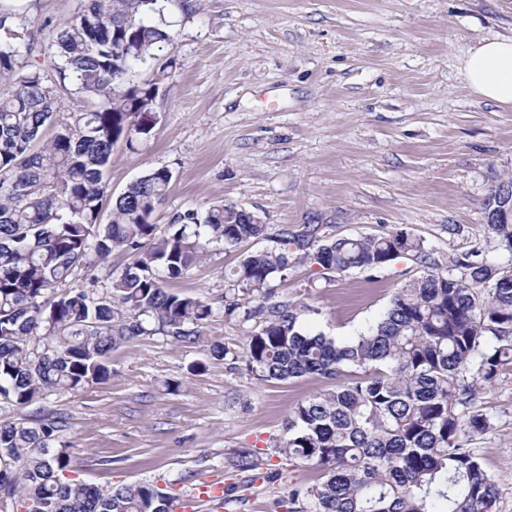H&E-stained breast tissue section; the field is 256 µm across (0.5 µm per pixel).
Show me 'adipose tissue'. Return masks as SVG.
Masks as SVG:
<instances>
[{"label":"adipose tissue","instance_id":"adipose-tissue-1","mask_svg":"<svg viewBox=\"0 0 512 512\" xmlns=\"http://www.w3.org/2000/svg\"><path fill=\"white\" fill-rule=\"evenodd\" d=\"M472 91L502 108H512V37L482 40L463 61Z\"/></svg>","mask_w":512,"mask_h":512}]
</instances>
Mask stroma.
I'll list each match as a JSON object with an SVG mask.
<instances>
[{
    "mask_svg": "<svg viewBox=\"0 0 512 512\" xmlns=\"http://www.w3.org/2000/svg\"><path fill=\"white\" fill-rule=\"evenodd\" d=\"M25 59L44 66L55 28L80 0H20ZM173 42L128 75L158 82L150 137L117 143L108 167L119 195L149 170L174 177L154 222L224 203L284 231L329 237L403 230L426 261L329 273L297 264L276 279L271 303L305 305L301 325L344 339L367 330L397 288L426 263L478 256L512 267L485 204L512 174V109L475 95L462 70L483 39L512 36V0H165ZM251 244L206 245L169 287L201 297L213 316L202 341L138 337L113 350L108 381L48 396L65 416L74 478L99 486L154 483L193 512H288L289 491L312 484L311 466L275 452L292 409L328 387L320 377L264 382L247 371L254 324L224 316V290ZM227 350L208 357V345ZM205 362L203 372L190 366ZM490 429L469 446L498 481L495 512H512V363L479 394ZM259 465L240 469L238 454Z\"/></svg>",
    "mask_w": 512,
    "mask_h": 512,
    "instance_id": "1",
    "label": "stroma"
}]
</instances>
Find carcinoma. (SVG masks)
Here are the masks:
<instances>
[{"mask_svg":"<svg viewBox=\"0 0 512 512\" xmlns=\"http://www.w3.org/2000/svg\"><path fill=\"white\" fill-rule=\"evenodd\" d=\"M161 13L157 0H84L54 32L48 74L21 61L27 31L13 0H0V402L29 406L100 383L112 350L140 336L199 342L211 306L166 282L187 272L205 242L231 248L266 236V225L226 204L186 211L159 233L155 204L173 178L165 167L130 183L101 221L112 149L156 126L157 83L126 76L172 41ZM72 92L91 108L57 112ZM511 185L512 176L501 179L486 209L512 250ZM115 250L130 262L105 295L95 278L58 291L90 257ZM400 256L425 260L423 241L401 230L325 239L285 231L279 248L245 253L232 274L225 316L259 319L246 336L248 371L260 381L333 382L294 408L275 444L319 472L290 491L289 512H492L497 482L467 442L491 426L474 409L479 392L512 362L511 270L453 259L464 272L452 276L434 263L396 289L376 323L339 341L304 330L297 304L245 309L234 293L267 297L296 260L346 273ZM63 427L39 412L0 422V512H172L153 484L104 489L68 478L73 448L55 446Z\"/></svg>","mask_w":512,"mask_h":512,"instance_id":"1","label":"carcinoma"}]
</instances>
